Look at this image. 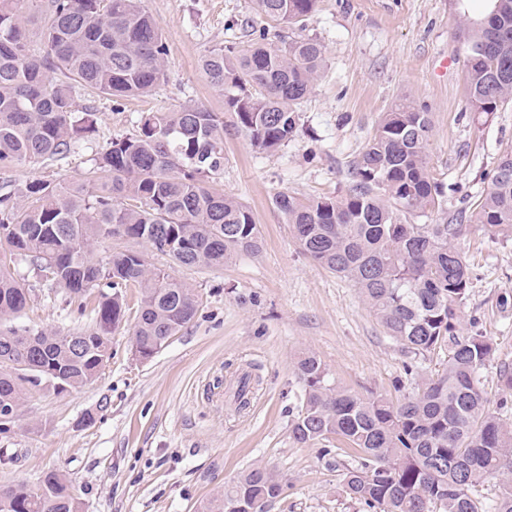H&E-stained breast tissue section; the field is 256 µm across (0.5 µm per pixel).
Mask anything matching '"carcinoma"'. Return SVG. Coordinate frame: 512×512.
Masks as SVG:
<instances>
[{
  "mask_svg": "<svg viewBox=\"0 0 512 512\" xmlns=\"http://www.w3.org/2000/svg\"><path fill=\"white\" fill-rule=\"evenodd\" d=\"M273 24L305 28L318 0H251ZM488 14L460 29L472 107L485 114L512 100V0H491ZM38 24L41 51L29 24ZM168 48L143 0H0V170L61 162L97 131L96 112L77 92L115 102L141 97L165 80ZM326 63L325 48L298 36L275 45L230 42L200 60L224 91V121L202 104L141 117L135 133L113 138L77 181L32 180L21 192L0 184V403L19 411L34 390H78L112 356L125 323L126 289L139 290L133 343L151 359L195 317L194 289L143 254L112 250V240L142 243L177 266L220 267L257 254L263 239L252 212L211 183L224 171V136L244 135L252 150L285 146L298 106ZM430 113L411 101L383 114L343 197L302 202L286 192L276 209L304 253L349 281L385 333L410 352L440 350L445 366L420 374L394 403L360 397L331 381L325 364L302 354L303 384L291 422L299 444L348 443L359 454L343 485L369 512H512V484L491 507L476 496L487 477L512 472V423L489 409L482 369L491 340L464 334L460 309L469 265L455 241L466 225L408 224L403 216L441 205L427 146ZM512 153L470 216L489 238L512 239ZM22 256L49 285L80 300L94 296L91 323L65 334L10 325L28 288L11 269ZM284 491L265 467L252 466L207 501L202 512H264ZM0 512H82L72 482L49 472L34 487L0 491Z\"/></svg>",
  "mask_w": 512,
  "mask_h": 512,
  "instance_id": "obj_1",
  "label": "carcinoma"
}]
</instances>
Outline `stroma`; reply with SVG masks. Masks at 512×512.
Instances as JSON below:
<instances>
[{"instance_id":"1","label":"stroma","mask_w":512,"mask_h":512,"mask_svg":"<svg viewBox=\"0 0 512 512\" xmlns=\"http://www.w3.org/2000/svg\"><path fill=\"white\" fill-rule=\"evenodd\" d=\"M144 5L169 48L165 81L118 107L105 96L78 97L97 114L95 136L61 164L14 168L13 189L35 179H79L112 138L135 133L141 113L197 103L223 111L224 94L200 70L201 56L231 38L245 44L263 34L273 41L280 32L251 0ZM488 8V0H318L304 33L324 44L326 64L298 108L293 140L258 154L243 136H227L224 170L212 183L252 211L261 252L209 269L173 267L144 248L149 264L171 268L194 288V319L148 360L135 356L132 330L124 328L94 382L31 394L0 433V448L17 457L0 465V490L58 471L72 480L83 512H199L225 483L261 465L286 485L266 512H367L343 488L344 472L358 461L354 449L335 439L301 445L292 438L303 393L296 358L314 353L344 389L398 402L414 386L410 367L441 371L444 355L415 354L387 336L356 288L304 255L273 198L281 191L302 201L345 195L380 117L410 100L432 114L429 166L445 186L424 223L452 224L472 211L499 158L512 150V102L486 115L471 109L467 95L457 26ZM457 245L470 268L462 325L494 344L482 376L495 403L499 369L512 365V241L488 239L472 225ZM15 272L29 290L16 326L53 333L89 324L77 300L43 286L24 259ZM245 372L258 386L239 410L229 388ZM88 412L95 422L81 427Z\"/></svg>"}]
</instances>
